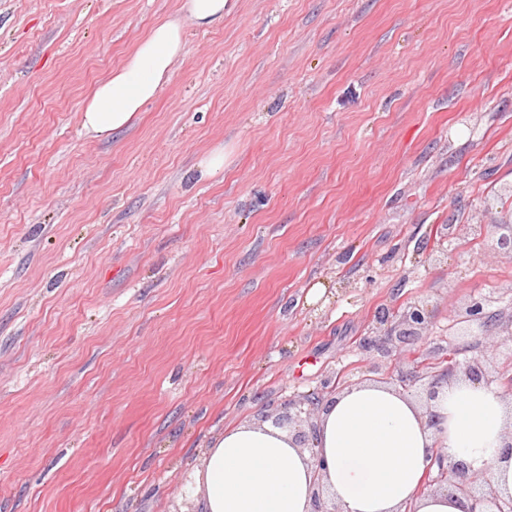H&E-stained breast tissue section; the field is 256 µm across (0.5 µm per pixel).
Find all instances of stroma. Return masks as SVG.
Masks as SVG:
<instances>
[{
	"mask_svg": "<svg viewBox=\"0 0 512 512\" xmlns=\"http://www.w3.org/2000/svg\"><path fill=\"white\" fill-rule=\"evenodd\" d=\"M181 4L0 0V512H184L227 428L512 351V0H229L86 131ZM417 302L424 336L366 348ZM185 28L179 19L155 24L124 63L88 96L83 127L99 135L128 128L169 78L183 51ZM460 323H464L471 330L472 336H483L484 339L489 337L491 331L490 323L492 317L485 312L484 303L482 301H474L465 308L459 315Z\"/></svg>",
	"mask_w": 512,
	"mask_h": 512,
	"instance_id": "35a3bbf8",
	"label": "stroma"
}]
</instances>
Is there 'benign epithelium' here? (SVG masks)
<instances>
[{
  "label": "benign epithelium",
  "mask_w": 512,
  "mask_h": 512,
  "mask_svg": "<svg viewBox=\"0 0 512 512\" xmlns=\"http://www.w3.org/2000/svg\"><path fill=\"white\" fill-rule=\"evenodd\" d=\"M459 321L477 336L486 338L491 331L492 318L485 312L484 303L481 301H474L467 306L461 312ZM399 325L398 338L405 340L420 336L429 325L427 307L420 304L408 307L403 312ZM460 370L469 379L478 380L483 376L479 360L474 359L465 364L455 362L448 369L435 375L402 376L400 382L406 389L411 387L422 389L426 397L433 400L436 398L438 384L456 376ZM321 402L322 397L319 394L310 393L299 403L285 404L282 411L268 417V420L272 425L288 430L297 423L306 424L307 429H300L294 433L295 441L304 445L316 430L315 412ZM444 460V455L437 454L435 461L440 463V468L428 481L427 487L446 486L449 494L459 495L467 501L466 512H512V493H502L492 488L489 478L484 474L467 475L466 466L461 462H451L445 465L443 464ZM311 512H340V510L330 496L325 494L324 488L319 486L313 493Z\"/></svg>",
  "instance_id": "1"
}]
</instances>
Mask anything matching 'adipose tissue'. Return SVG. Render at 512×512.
Listing matches in <instances>:
<instances>
[{"label": "adipose tissue", "mask_w": 512, "mask_h": 512, "mask_svg": "<svg viewBox=\"0 0 512 512\" xmlns=\"http://www.w3.org/2000/svg\"><path fill=\"white\" fill-rule=\"evenodd\" d=\"M226 0H184L185 20L155 24L124 63L88 96L82 124L107 135L128 128L169 78L183 51L185 22L206 29L224 19ZM512 419L491 386L452 378L441 384L431 413L380 384L358 385L329 398L314 436L326 469L314 476L310 454L270 424L225 430L208 448L189 492L200 512H310L324 485L341 512H465V499L424 486L434 448L470 471L512 490Z\"/></svg>", "instance_id": "ef3b65f1"}]
</instances>
